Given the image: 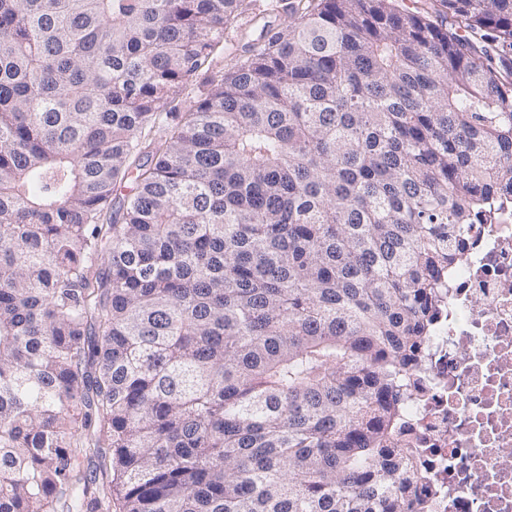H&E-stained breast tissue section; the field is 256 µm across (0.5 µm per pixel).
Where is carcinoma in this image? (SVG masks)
Returning a JSON list of instances; mask_svg holds the SVG:
<instances>
[{"label": "carcinoma", "instance_id": "obj_1", "mask_svg": "<svg viewBox=\"0 0 512 512\" xmlns=\"http://www.w3.org/2000/svg\"><path fill=\"white\" fill-rule=\"evenodd\" d=\"M250 7L0 0V512H411L512 0H290L156 135Z\"/></svg>", "mask_w": 512, "mask_h": 512}]
</instances>
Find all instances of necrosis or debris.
<instances>
[{
  "instance_id": "necrosis-or-debris-1",
  "label": "necrosis or debris",
  "mask_w": 512,
  "mask_h": 512,
  "mask_svg": "<svg viewBox=\"0 0 512 512\" xmlns=\"http://www.w3.org/2000/svg\"><path fill=\"white\" fill-rule=\"evenodd\" d=\"M469 236L400 417L416 512H512V205Z\"/></svg>"
}]
</instances>
